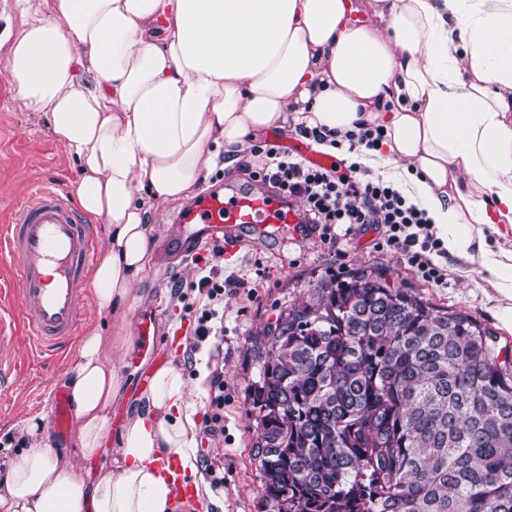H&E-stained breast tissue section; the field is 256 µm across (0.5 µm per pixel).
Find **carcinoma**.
Returning <instances> with one entry per match:
<instances>
[{
  "label": "carcinoma",
  "instance_id": "cac0c4a2",
  "mask_svg": "<svg viewBox=\"0 0 512 512\" xmlns=\"http://www.w3.org/2000/svg\"><path fill=\"white\" fill-rule=\"evenodd\" d=\"M259 358L260 512H512V351L473 316L352 268Z\"/></svg>",
  "mask_w": 512,
  "mask_h": 512
}]
</instances>
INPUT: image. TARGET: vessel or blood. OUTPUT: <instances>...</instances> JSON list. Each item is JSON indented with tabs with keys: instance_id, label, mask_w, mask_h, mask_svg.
Returning <instances> with one entry per match:
<instances>
[{
	"instance_id": "1",
	"label": "vessel or blood",
	"mask_w": 512,
	"mask_h": 512,
	"mask_svg": "<svg viewBox=\"0 0 512 512\" xmlns=\"http://www.w3.org/2000/svg\"><path fill=\"white\" fill-rule=\"evenodd\" d=\"M305 221L299 204L262 188L203 192L179 217L180 255L191 261L204 245L236 248L253 232L284 238ZM96 253L93 225L84 223L66 194L52 185L32 190L10 223L0 226V257L11 260L10 287L0 289V391L14 386L21 364L14 354V333H22L32 354L56 356L85 318L82 296ZM50 428L68 432L73 413L64 390L52 393ZM184 512H199L194 484L177 460L162 465Z\"/></svg>"
}]
</instances>
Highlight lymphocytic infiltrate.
Wrapping results in <instances>:
<instances>
[{
    "instance_id": "1",
    "label": "lymphocytic infiltrate",
    "mask_w": 512,
    "mask_h": 512,
    "mask_svg": "<svg viewBox=\"0 0 512 512\" xmlns=\"http://www.w3.org/2000/svg\"><path fill=\"white\" fill-rule=\"evenodd\" d=\"M253 155L258 159L253 180L299 200L308 223L319 227L324 240L338 241L367 224L382 226L378 249L399 253L417 277L447 287L446 269L433 260L434 255L442 254V243L432 232L425 209L392 181L372 176L369 170L354 164L346 168L337 162L316 166L275 145L256 148ZM245 285V279L225 277L221 268L200 269L191 284L200 299L194 329L198 341L223 335L224 291Z\"/></svg>"
}]
</instances>
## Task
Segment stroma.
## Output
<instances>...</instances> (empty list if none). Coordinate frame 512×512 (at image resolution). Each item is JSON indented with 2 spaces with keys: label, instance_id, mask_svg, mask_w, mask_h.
Here are the masks:
<instances>
[{
  "label": "stroma",
  "instance_id": "35a3bbf8",
  "mask_svg": "<svg viewBox=\"0 0 512 512\" xmlns=\"http://www.w3.org/2000/svg\"><path fill=\"white\" fill-rule=\"evenodd\" d=\"M6 70V55L0 50V225L35 185L54 183L68 192L79 177L78 165L55 143L47 121L19 108ZM181 207V202H171L154 216L156 265L146 285L163 299L148 313L155 319L154 349L162 360L180 364L191 380L203 370L224 372V434L215 442L197 435L194 450L198 460L211 461L224 475L223 486L212 491L211 512H258L261 487L251 455L255 421L249 414L251 386L259 376L258 353L267 327L282 310L308 299L320 280L353 267L380 266L391 279L413 285L437 306L471 314L497 334L500 345L512 348V330L502 324L498 300L482 275L463 276L461 259L442 257L438 263L448 270V285L435 287L418 278L399 254L377 250L378 234L371 228L349 236L340 248L309 229L273 243L248 237L225 258L224 273L249 279L253 289L225 295L223 338L195 342L196 294L189 286L197 278V267L178 260L168 244ZM176 285L187 289L185 300L173 295ZM176 336L180 345L170 346ZM15 346L23 368L12 390L0 395V434L26 417L52 413L50 392L76 351L68 345L61 356L35 367L27 345L19 340Z\"/></svg>",
  "mask_w": 512,
  "mask_h": 512
}]
</instances>
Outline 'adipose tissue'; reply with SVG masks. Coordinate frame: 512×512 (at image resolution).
<instances>
[{
    "mask_svg": "<svg viewBox=\"0 0 512 512\" xmlns=\"http://www.w3.org/2000/svg\"><path fill=\"white\" fill-rule=\"evenodd\" d=\"M6 47L21 107L44 117L76 160L74 193L104 225L88 326L59 382L74 429L47 442L44 415L0 440V512H176L160 469L188 476L196 392L181 366L156 367L110 435L126 397L131 313L152 304L153 216L193 197L224 156L297 124L381 128L363 163L422 204L449 254L488 275L512 327V0H15ZM104 458L103 474L80 460Z\"/></svg>",
    "mask_w": 512,
    "mask_h": 512,
    "instance_id": "adipose-tissue-1",
    "label": "adipose tissue"
}]
</instances>
